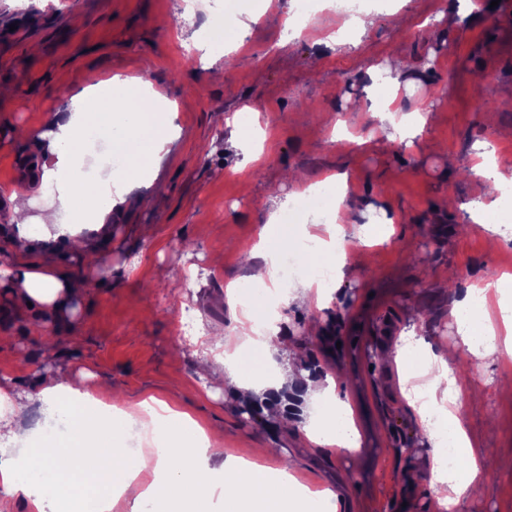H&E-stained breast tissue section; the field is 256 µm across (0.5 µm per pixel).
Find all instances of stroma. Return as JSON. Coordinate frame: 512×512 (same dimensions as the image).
Returning <instances> with one entry per match:
<instances>
[{"instance_id":"1","label":"stroma","mask_w":512,"mask_h":512,"mask_svg":"<svg viewBox=\"0 0 512 512\" xmlns=\"http://www.w3.org/2000/svg\"><path fill=\"white\" fill-rule=\"evenodd\" d=\"M194 27L185 26L184 0H0V253L10 254L6 215L30 150L14 137L46 128L50 113L101 77H137L178 105L170 154L145 177L164 186L151 207L127 205L115 215L100 257L108 276L86 269V295L73 305L72 341L46 342L40 319L20 318L0 302V348L7 363L0 388L23 393L46 374L76 384L107 385L113 402L130 407L148 397L187 411L217 429L229 455L290 471L310 488L337 485L343 512H431L421 472L433 450L411 400V385L387 349L399 339L414 349L455 350L456 375L474 445L491 477L478 496L461 497L453 512H512V393L501 391L512 360L467 347L448 315L471 284L499 279L512 260V242L487 248V229L474 223L478 191L467 175L475 143L512 155V0L472 10L468 0H376L374 27L340 43L321 38L336 28L335 12L321 14L300 34L288 29L295 0H198ZM465 10L449 27V10ZM230 21L259 14L232 37L215 33L205 16ZM224 48L210 60L195 46ZM411 65L399 97L406 109L426 108L430 119L415 148L384 141L357 144L378 124L386 96L371 85L370 66ZM253 133L254 150L232 141V129ZM325 174L355 184L344 197L350 222L341 237L348 252L366 249L368 266L345 264L324 309L280 303L274 327L283 349L301 348L306 361L344 391L360 445L347 452L310 450L300 428L243 421L244 401L231 382L209 373L223 348L214 328L238 333L227 303L229 285L254 288L252 251L276 202L290 239L300 184ZM303 181V182H304ZM395 223H385L388 215ZM194 306V335L178 333V318Z\"/></svg>"}]
</instances>
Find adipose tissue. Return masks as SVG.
Returning a JSON list of instances; mask_svg holds the SVG:
<instances>
[{
  "label": "adipose tissue",
  "instance_id": "obj_1",
  "mask_svg": "<svg viewBox=\"0 0 512 512\" xmlns=\"http://www.w3.org/2000/svg\"><path fill=\"white\" fill-rule=\"evenodd\" d=\"M176 110L174 103L163 102L140 79L114 75L90 86L69 109L52 113L46 132L33 142L39 180L9 197L8 218L15 228L12 246L21 257L0 264V287L6 288L17 315H39L59 335L68 336L72 330L68 313L88 285L80 269L94 265L95 254L110 235L113 186L111 179L85 163L89 129L103 126L121 133L128 169L120 189L126 192L139 187L144 168L158 165L167 154ZM380 117L381 126L370 132V139H399L410 146L427 124L429 112L417 108L398 116L385 108ZM49 183L55 186L54 202L32 215L37 196ZM51 238L63 245L60 261L28 259L35 243ZM287 247V228L265 225L254 250L260 261L253 276L258 285L274 280L279 256ZM228 298L240 309L243 330L225 337L224 366L232 382L246 389L257 372L243 366L241 349L251 348L266 359L272 341L250 330L261 315L257 300H245L235 292ZM449 316L474 333L484 355L512 359V307L502 301L500 282L471 286ZM393 354L406 379L426 377L430 396L447 397L453 405L458 402L462 391L449 377L453 352H433L419 361L399 344ZM304 384L326 404L319 423L302 427L312 449L358 447V433L339 420L348 405L337 389L322 387L311 378ZM74 401L99 405L94 391L76 387L63 375L43 378L37 388L22 395L0 388V512H12L19 496L28 500L31 512H61L74 482L85 489L80 512H112L126 494L131 497L129 512H210L216 498L223 500L224 512H339L340 498L332 488L310 489L287 471L275 472L261 462L232 456L212 465L215 451L207 431L190 414L154 397L139 402L136 410L113 411L111 442H104L101 426L88 415L76 421L66 436L43 448L32 447V431L25 420L28 407L38 406L52 416L68 410ZM424 431L434 451H441L449 438L465 459L464 466L448 473L433 472L429 481L432 512H450L463 494L479 489L482 459L472 446L465 417L455 407L443 427L428 424ZM61 456L71 461V468L58 467ZM32 460L40 466L34 479L25 475Z\"/></svg>",
  "mask_w": 512,
  "mask_h": 512
}]
</instances>
